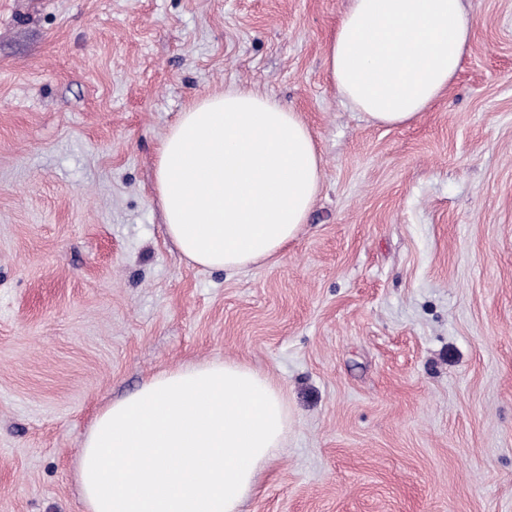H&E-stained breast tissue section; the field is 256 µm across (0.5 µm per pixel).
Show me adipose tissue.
Wrapping results in <instances>:
<instances>
[{
	"label": "adipose tissue",
	"instance_id": "ef3b65f1",
	"mask_svg": "<svg viewBox=\"0 0 512 512\" xmlns=\"http://www.w3.org/2000/svg\"><path fill=\"white\" fill-rule=\"evenodd\" d=\"M475 16L464 0H350L325 47L344 99L412 123L452 85ZM322 158L299 113L238 88L195 102L159 149L165 232L205 269L281 257L319 193ZM288 431L282 390L237 361L162 372L105 406L78 476L86 512H240Z\"/></svg>",
	"mask_w": 512,
	"mask_h": 512
}]
</instances>
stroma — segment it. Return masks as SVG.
I'll return each instance as SVG.
<instances>
[{
    "instance_id": "obj_1",
    "label": "stroma",
    "mask_w": 512,
    "mask_h": 512,
    "mask_svg": "<svg viewBox=\"0 0 512 512\" xmlns=\"http://www.w3.org/2000/svg\"><path fill=\"white\" fill-rule=\"evenodd\" d=\"M349 0H0V512H86L97 413L235 360L290 421L241 512H512V0L412 124L344 102ZM299 112L306 224L235 274L168 239L158 150L198 99Z\"/></svg>"
}]
</instances>
